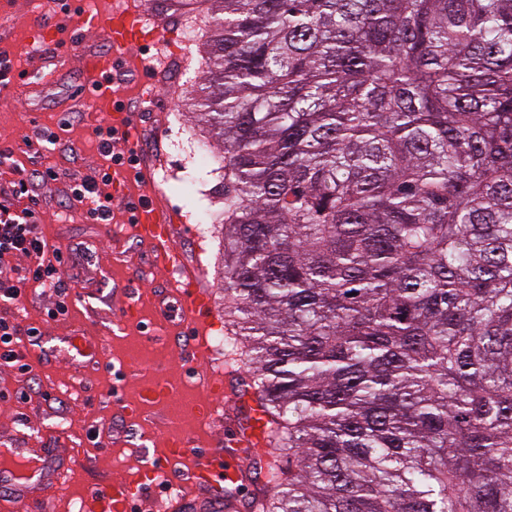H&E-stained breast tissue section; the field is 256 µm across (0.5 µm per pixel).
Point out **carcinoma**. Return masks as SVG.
Here are the masks:
<instances>
[{"mask_svg":"<svg viewBox=\"0 0 512 512\" xmlns=\"http://www.w3.org/2000/svg\"><path fill=\"white\" fill-rule=\"evenodd\" d=\"M172 2L255 512H512V0Z\"/></svg>","mask_w":512,"mask_h":512,"instance_id":"carcinoma-1","label":"carcinoma"}]
</instances>
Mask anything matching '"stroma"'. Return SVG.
I'll use <instances>...</instances> for the list:
<instances>
[{
	"label": "stroma",
	"instance_id": "obj_1",
	"mask_svg": "<svg viewBox=\"0 0 512 512\" xmlns=\"http://www.w3.org/2000/svg\"><path fill=\"white\" fill-rule=\"evenodd\" d=\"M68 4L61 43L45 44L32 35L31 19L43 10L38 0H0V55L10 60L14 71L0 88V155L9 159L0 166V201L9 196L19 171L37 163L59 169L64 180L40 189V230L50 244L81 249L65 271L70 284L66 319L48 318L56 295L33 282L21 304L0 301V317L20 329L15 349L30 365L23 373L0 362V448L21 443L33 451L51 445L74 451L63 478L43 482L42 498L28 503V512H70L72 499L133 479L143 464L171 447L180 437L167 424L168 401L156 394L157 385L166 382L198 401L211 400L205 368L181 353L163 363L162 374L132 379L122 375L131 345L144 336H152L154 349H165L163 337L154 333L156 317L159 309H174L177 301L158 296L156 286L165 272L133 238L130 214L121 203L113 204L108 224L91 223L84 206L66 204L68 181L105 166L111 167L113 182L125 184L131 195L144 189L129 166L110 165L102 155L94 130L111 122L112 111L83 78L85 56L109 53L111 45L105 29L88 28L82 18L106 15L112 7L105 0ZM192 24L197 40L188 46L183 19L164 16L160 33L173 36L177 52L169 56L165 74L152 83L151 109L133 113L132 123L144 160H161L160 170L168 176L162 200L181 218L174 240L201 266L220 310L223 246L211 232L219 179L200 155L208 134L189 116L211 18L200 12ZM45 128L74 144L76 155L48 143L32 154L29 144ZM129 299L138 312L127 320L120 306ZM33 326L40 330L35 338L27 334ZM78 332L90 337L93 351L82 354L70 346V336ZM125 403L138 406L139 413L114 427V415ZM63 410L70 413L77 436L52 435L55 416ZM224 432L219 421H188L180 438L185 458L167 465L159 487L136 502L134 512H167L165 487L185 469L187 459L206 455L223 440Z\"/></svg>",
	"mask_w": 512,
	"mask_h": 512
}]
</instances>
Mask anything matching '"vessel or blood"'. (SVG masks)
<instances>
[{
  "instance_id": "obj_1",
  "label": "vessel or blood",
  "mask_w": 512,
  "mask_h": 512,
  "mask_svg": "<svg viewBox=\"0 0 512 512\" xmlns=\"http://www.w3.org/2000/svg\"><path fill=\"white\" fill-rule=\"evenodd\" d=\"M105 27L112 44L107 55H89L84 60V71L95 89L98 98L112 96L110 83L104 82V74L126 65L127 69L137 70L136 61L129 55L132 45L156 41L160 31L158 20H146L143 13L133 6L130 0L114 8L106 20ZM112 131L114 137L123 143L127 150L138 151V139L130 124V104L121 102L112 106ZM113 197L130 206L134 216L133 232L145 245L154 261L161 265L166 278L163 294L175 297L181 305L178 317L160 314L158 329L162 330L167 343L180 342L182 327H189L192 337L188 344L191 358L199 363L212 366L209 388L214 392L213 404L207 405V412H221L230 427L221 447L211 450L201 461L189 468L178 485L179 495L171 500L170 512H182L186 503L197 496L207 494L215 484H233L234 495L225 497L224 512H242V489L248 483L244 464L255 449L262 447L265 439L267 417L256 404H249L247 420H238L237 407L216 409V402L223 399L224 368L218 352L210 343V332L215 329L213 319L215 305L210 291L203 287L201 269L190 265L176 246L173 238L174 214L163 207L158 198L138 200L128 196L124 187H116ZM164 469L163 463L149 464L139 470L130 481L114 485L112 490H97L83 503L85 512H130L134 500L144 488L153 484Z\"/></svg>"
}]
</instances>
